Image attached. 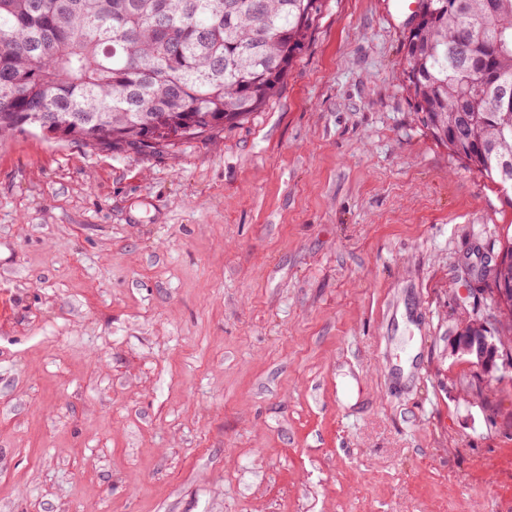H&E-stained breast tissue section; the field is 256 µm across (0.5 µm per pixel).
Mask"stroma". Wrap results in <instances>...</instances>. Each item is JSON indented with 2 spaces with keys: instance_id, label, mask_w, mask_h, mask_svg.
Instances as JSON below:
<instances>
[{
  "instance_id": "stroma-1",
  "label": "stroma",
  "mask_w": 512,
  "mask_h": 512,
  "mask_svg": "<svg viewBox=\"0 0 512 512\" xmlns=\"http://www.w3.org/2000/svg\"><path fill=\"white\" fill-rule=\"evenodd\" d=\"M326 0L277 95L156 154L0 140V512H512V346L468 270L512 198ZM466 324L453 338L454 350L475 359L478 366L486 373H491L503 356L494 337L484 332L485 324L481 319H473Z\"/></svg>"
}]
</instances>
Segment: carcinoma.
Segmentation results:
<instances>
[{
  "mask_svg": "<svg viewBox=\"0 0 512 512\" xmlns=\"http://www.w3.org/2000/svg\"><path fill=\"white\" fill-rule=\"evenodd\" d=\"M323 0H0V137L146 154L263 109ZM405 87L434 140L512 189V0H418Z\"/></svg>",
  "mask_w": 512,
  "mask_h": 512,
  "instance_id": "cac0c4a2",
  "label": "carcinoma"
}]
</instances>
